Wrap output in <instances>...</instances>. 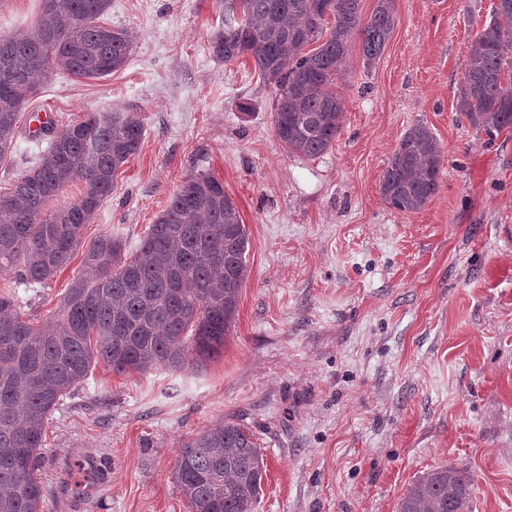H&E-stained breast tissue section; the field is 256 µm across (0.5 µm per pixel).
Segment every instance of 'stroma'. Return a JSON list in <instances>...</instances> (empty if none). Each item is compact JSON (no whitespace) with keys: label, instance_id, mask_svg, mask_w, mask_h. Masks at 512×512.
Masks as SVG:
<instances>
[{"label":"stroma","instance_id":"obj_1","mask_svg":"<svg viewBox=\"0 0 512 512\" xmlns=\"http://www.w3.org/2000/svg\"><path fill=\"white\" fill-rule=\"evenodd\" d=\"M495 0H398L382 53L353 42L336 78L342 130L322 156L276 137L277 94L252 60L209 48L220 0H112L101 24L135 32L104 79L53 72L20 114L0 190L50 134L85 113H135L145 136L85 240L136 251L186 174L223 182L249 233L238 311L220 356L185 371L96 364L46 429L42 512H190L179 446L222 419L256 434L266 475L256 512H398L438 466L473 479L474 512H512V131L455 109L466 47ZM421 124L444 153L438 193L389 207L382 174ZM74 251L45 286L0 271L42 324L82 274Z\"/></svg>","mask_w":512,"mask_h":512}]
</instances>
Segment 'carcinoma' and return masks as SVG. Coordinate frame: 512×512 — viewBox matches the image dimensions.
<instances>
[{"label": "carcinoma", "mask_w": 512, "mask_h": 512, "mask_svg": "<svg viewBox=\"0 0 512 512\" xmlns=\"http://www.w3.org/2000/svg\"><path fill=\"white\" fill-rule=\"evenodd\" d=\"M35 34L0 36V159L10 152L19 104L56 70L103 78L128 61L134 34L99 24L111 0H43ZM241 19H224L210 36L213 56L254 61L277 90L274 132L292 154L326 153L340 134L345 106L332 90L360 38L366 62L383 50L397 0H377L361 23V0H240ZM78 17L86 23L76 29ZM326 40L313 53L306 45ZM512 50V0H498L492 20L468 47L457 110L488 133L512 130V84L502 82ZM144 126L125 112L93 111L48 143L39 162L0 191V270L43 285L82 245L83 227L112 193L117 172L135 155ZM443 154L434 133L405 131L380 181L382 199L410 213L440 187ZM82 195L51 208L65 186ZM249 236L224 184L188 173L140 240L102 234L85 245L79 276L51 319L22 318L19 297L0 293V512H41L34 477L49 417L60 400L102 363L117 374L176 371L217 357L235 320ZM264 473L256 435L219 421L183 443L174 479L191 512H255ZM399 512H474L472 479L452 467L429 470L400 500Z\"/></svg>", "instance_id": "obj_1"}]
</instances>
